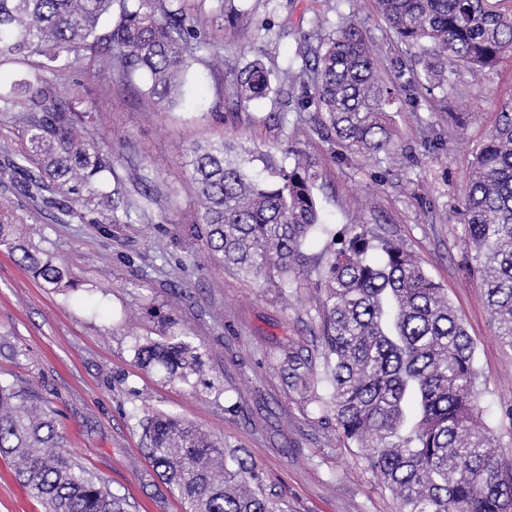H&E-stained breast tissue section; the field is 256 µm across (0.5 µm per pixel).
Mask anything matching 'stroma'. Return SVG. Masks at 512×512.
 <instances>
[{"label":"stroma","instance_id":"stroma-1","mask_svg":"<svg viewBox=\"0 0 512 512\" xmlns=\"http://www.w3.org/2000/svg\"><path fill=\"white\" fill-rule=\"evenodd\" d=\"M223 40L186 77L183 104L155 109L145 85L112 78L98 100L95 127L132 200L128 224L101 226L59 209H34L23 173L0 179V224H15L29 246L65 264L77 287L69 296L44 288L0 245V379L36 388L58 412L74 461L126 499L127 512H184L153 467L134 409L184 417L223 441L224 450L261 473L267 492L288 512H397V503L347 441L323 404L326 381L302 394L280 369L294 351L322 362L325 294L317 265L333 235L348 224H373L400 240L445 288L475 344L483 422L500 437L499 457L512 464V348L495 333L479 275L469 266L457 210L467 173L503 106L512 102V59L449 95L448 109L400 98L391 109L397 150L372 158L348 152L322 131L323 113L299 108L301 89L279 90L283 72L310 19L323 34L338 18L374 45L385 82L396 79L406 46L378 13L375 0H235ZM261 60L271 73L266 96L243 102L228 92L234 72ZM464 117L461 126L449 113ZM444 133L428 147L430 128ZM224 141L246 168L273 180L265 155L287 162L309 156L318 175L326 231L314 233L305 264L288 292L225 268L205 251L195 226L196 190L184 165L195 143ZM151 201H141L142 189ZM170 312L205 354L206 384L172 385L134 362L137 340L159 339L143 310ZM0 512H44L0 456Z\"/></svg>","mask_w":512,"mask_h":512}]
</instances>
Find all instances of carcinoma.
Segmentation results:
<instances>
[{"label":"carcinoma","mask_w":512,"mask_h":512,"mask_svg":"<svg viewBox=\"0 0 512 512\" xmlns=\"http://www.w3.org/2000/svg\"><path fill=\"white\" fill-rule=\"evenodd\" d=\"M233 0H0V67L20 78L0 88V125L22 129L18 150L32 204L43 208L67 192L80 218L128 224L136 204L127 198L112 156L89 137L97 102L92 88L59 89L81 68L132 81L146 80L155 106L180 99L178 78L203 62L220 34L202 37L197 25L224 16ZM402 43L419 49L400 67L397 85L355 25L298 43L285 75L300 84L326 116L327 130L360 154L396 148L388 108L400 93L414 98L430 87L453 91L448 67L475 74L512 56V0H376ZM110 30L99 35L104 19ZM270 71L259 60L230 83L236 98L267 94ZM224 144L186 150L197 190L195 224L210 254L242 273L281 289L305 261L309 235L324 228L314 193L316 172L297 158L277 181L249 176L224 156ZM460 208L465 237L487 295L498 335L512 346V105L500 112L468 172ZM12 250L41 284L66 295L76 281L64 265L21 240ZM324 289L326 408L347 440L366 451L368 467L398 500V512H512V466L497 457L499 436L478 421L475 346L457 312L417 257L371 224H349L340 247L318 271ZM149 317L170 328L163 342L139 341L137 366L168 382L195 388L204 358L189 333L157 308ZM291 386L310 387L308 362L286 354ZM147 455L186 505V512H285L260 488L256 469L229 465L224 446L193 422L163 412L134 413ZM55 410L31 391L0 381V454L18 482L47 512H126V501L90 476L64 451Z\"/></svg>","instance_id":"obj_1"}]
</instances>
